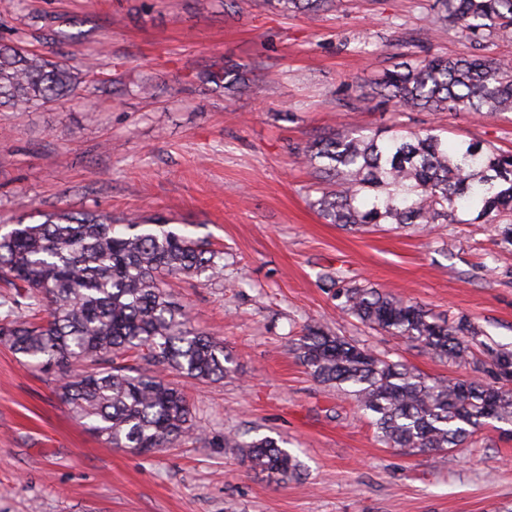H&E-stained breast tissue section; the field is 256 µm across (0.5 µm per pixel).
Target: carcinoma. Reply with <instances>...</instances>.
Masks as SVG:
<instances>
[{
	"mask_svg": "<svg viewBox=\"0 0 512 512\" xmlns=\"http://www.w3.org/2000/svg\"><path fill=\"white\" fill-rule=\"evenodd\" d=\"M282 13L311 14L337 0H264ZM449 25L474 46L512 39V0H435ZM28 48L0 44V107L13 112L70 96L93 72ZM205 80L230 99L250 91L243 65ZM399 112H512V68L474 53L429 51L384 73L357 96ZM318 178L337 190L316 201L330 224L354 230L377 224H459L512 215V153L478 141L450 145L431 129L332 132L304 150ZM36 224L0 225V283L14 289L0 317V344L56 381L71 415L113 448L150 454L199 432L183 390L164 373L218 381L231 372L224 343L191 326L167 292V278L224 275L218 252L172 230L157 217L117 229L97 211L59 210ZM341 312L453 362L472 361L474 375L431 377L319 325L293 345L310 376L351 398L390 448L440 451L464 447L490 420L512 423V350L482 345L467 318L452 321L376 288L324 275ZM145 364L136 371L132 362ZM224 444L275 482L298 478L301 461L270 436L235 433Z\"/></svg>",
	"mask_w": 512,
	"mask_h": 512,
	"instance_id": "carcinoma-1",
	"label": "carcinoma"
}]
</instances>
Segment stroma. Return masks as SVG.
<instances>
[{"mask_svg": "<svg viewBox=\"0 0 512 512\" xmlns=\"http://www.w3.org/2000/svg\"><path fill=\"white\" fill-rule=\"evenodd\" d=\"M314 15L261 0H0V43L69 63L95 56L78 95L0 109V224L67 207L163 217L224 252L219 281L172 279L192 327L223 340L234 370L186 383L202 439L143 456L75 420L45 374L0 346V512H512V426L490 422L451 452L385 446L354 402L315 381L292 342L307 324L432 377L465 374L336 307L352 282L440 316H466L512 350V246L491 224L326 223L323 186L295 158L336 130L437 129L512 152V112L361 110L394 64L472 54L433 0H342ZM246 65L227 102L203 74ZM152 84L143 96L138 84ZM283 439L305 466L284 484L253 471L228 432Z\"/></svg>", "mask_w": 512, "mask_h": 512, "instance_id": "1", "label": "stroma"}]
</instances>
